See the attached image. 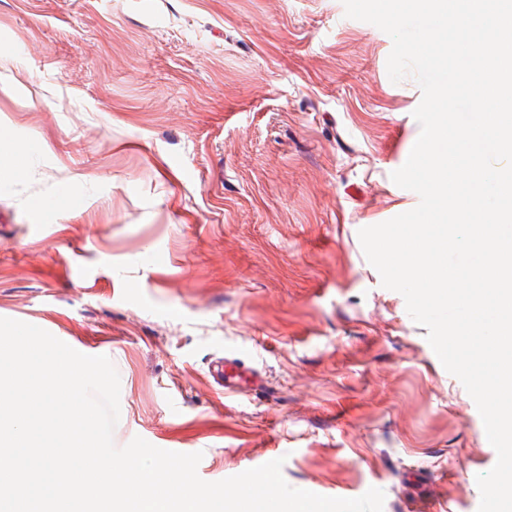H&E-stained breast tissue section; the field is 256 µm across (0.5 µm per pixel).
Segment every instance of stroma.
Returning <instances> with one entry per match:
<instances>
[{"instance_id": "obj_1", "label": "stroma", "mask_w": 512, "mask_h": 512, "mask_svg": "<svg viewBox=\"0 0 512 512\" xmlns=\"http://www.w3.org/2000/svg\"><path fill=\"white\" fill-rule=\"evenodd\" d=\"M393 42L342 0H0V317L108 356L116 446L478 512L497 454L361 228L415 208ZM264 379L225 395L212 363Z\"/></svg>"}]
</instances>
